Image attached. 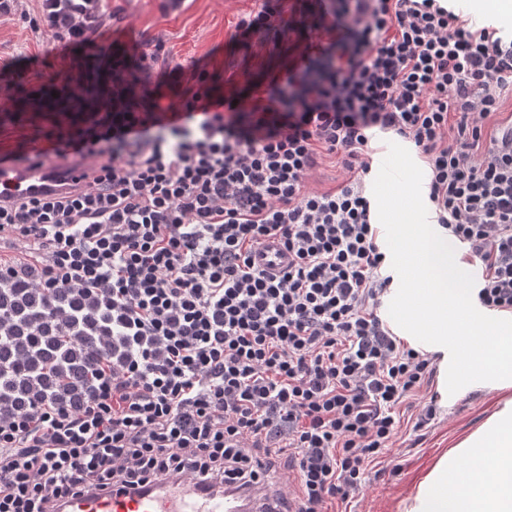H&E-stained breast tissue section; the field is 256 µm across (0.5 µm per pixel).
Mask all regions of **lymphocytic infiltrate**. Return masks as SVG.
Listing matches in <instances>:
<instances>
[{
    "mask_svg": "<svg viewBox=\"0 0 512 512\" xmlns=\"http://www.w3.org/2000/svg\"><path fill=\"white\" fill-rule=\"evenodd\" d=\"M329 38L256 88L249 106L176 67L178 102L53 121L12 161L72 158L79 191L0 203V285L86 291L117 348L77 410L42 400L0 412V512L162 476L247 488L278 461L296 512L359 496L393 445L398 408L433 361L378 314L395 272L380 245L370 143H409L432 218L479 263V304L512 313V36L448 0H320ZM102 0H39L29 23L61 50L103 38ZM327 158L347 174L311 191ZM273 240L287 270L251 256Z\"/></svg>",
    "mask_w": 512,
    "mask_h": 512,
    "instance_id": "lymphocytic-infiltrate-1",
    "label": "lymphocytic infiltrate"
}]
</instances>
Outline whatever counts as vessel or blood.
<instances>
[{
  "label": "vessel or blood",
  "mask_w": 512,
  "mask_h": 512,
  "mask_svg": "<svg viewBox=\"0 0 512 512\" xmlns=\"http://www.w3.org/2000/svg\"><path fill=\"white\" fill-rule=\"evenodd\" d=\"M82 173V167L70 162L52 174L43 167L24 169L0 160V189L22 194L53 182L82 188L86 185ZM255 261L275 274L287 268L288 255L277 243L269 242L257 252ZM63 512H280V508L267 488L252 493L246 502L218 487L164 478L138 491L115 487L104 493L67 500Z\"/></svg>",
  "instance_id": "obj_1"
}]
</instances>
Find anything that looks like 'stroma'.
I'll return each mask as SVG.
<instances>
[{
    "mask_svg": "<svg viewBox=\"0 0 512 512\" xmlns=\"http://www.w3.org/2000/svg\"><path fill=\"white\" fill-rule=\"evenodd\" d=\"M305 0H285L286 17L298 20L288 38L258 35L235 37L241 15L258 8V0H108L101 23L108 33L121 34L124 55L103 53L96 47L59 53L48 37L31 31L19 16L36 13V0H16L15 12L0 16V149L13 148L25 135L35 136L47 123L41 113L29 111L26 99L32 87L54 86L82 94L84 100L111 99L118 80L132 79L133 59L153 56L156 69L175 66L205 68L218 92L247 93L273 74L290 66L298 51L317 41L320 32ZM404 179L393 181L377 174L372 191L377 205L410 211L428 223L423 201L425 170L421 160ZM495 395L476 384L442 407L434 425L412 430L402 425L397 441L382 459L370 465L366 486L350 504L351 512H399L415 477L433 459L478 428L495 410Z\"/></svg>",
    "mask_w": 512,
    "mask_h": 512,
    "instance_id": "stroma-1",
    "label": "stroma"
}]
</instances>
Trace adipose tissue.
<instances>
[{"instance_id": "ef3b65f1", "label": "adipose tissue", "mask_w": 512, "mask_h": 512, "mask_svg": "<svg viewBox=\"0 0 512 512\" xmlns=\"http://www.w3.org/2000/svg\"><path fill=\"white\" fill-rule=\"evenodd\" d=\"M387 239L408 270L386 296V322L416 351L437 356L440 397L480 383L512 388V314L484 319L472 289L460 287L459 258L435 224L387 214ZM402 512H512V408L435 460L414 481Z\"/></svg>"}]
</instances>
